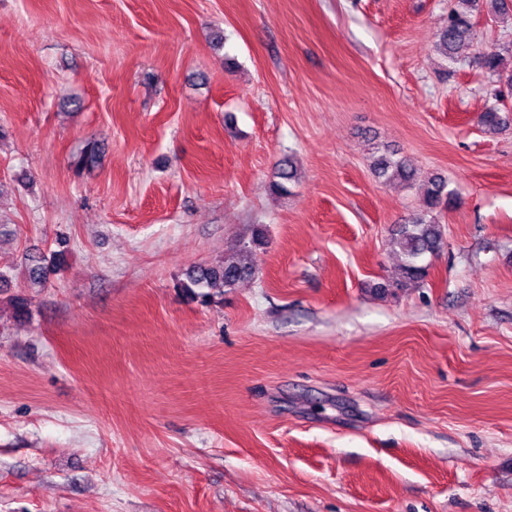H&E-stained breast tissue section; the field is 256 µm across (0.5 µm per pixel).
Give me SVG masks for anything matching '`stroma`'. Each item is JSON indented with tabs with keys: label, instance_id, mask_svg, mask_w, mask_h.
<instances>
[{
	"label": "stroma",
	"instance_id": "1",
	"mask_svg": "<svg viewBox=\"0 0 512 512\" xmlns=\"http://www.w3.org/2000/svg\"><path fill=\"white\" fill-rule=\"evenodd\" d=\"M447 6L0 0V512H512V94ZM376 150L459 192L403 288ZM256 265L254 261H243L239 258H231L217 266L198 267L188 273V281L180 284L186 292L193 297L205 301L210 297L204 288H215L217 285L231 288L240 280L255 276Z\"/></svg>",
	"mask_w": 512,
	"mask_h": 512
}]
</instances>
